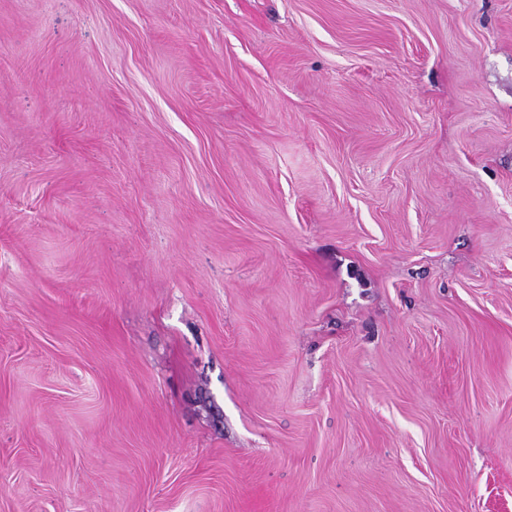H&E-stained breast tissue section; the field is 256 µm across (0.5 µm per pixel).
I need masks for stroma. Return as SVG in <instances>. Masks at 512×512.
Wrapping results in <instances>:
<instances>
[{"instance_id":"obj_1","label":"stroma","mask_w":512,"mask_h":512,"mask_svg":"<svg viewBox=\"0 0 512 512\" xmlns=\"http://www.w3.org/2000/svg\"><path fill=\"white\" fill-rule=\"evenodd\" d=\"M0 512H512V0H0Z\"/></svg>"}]
</instances>
